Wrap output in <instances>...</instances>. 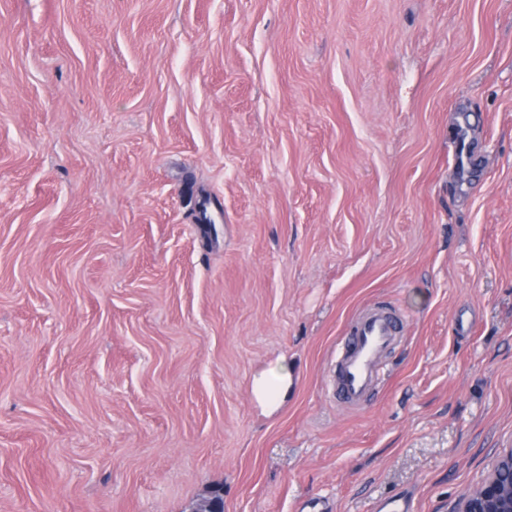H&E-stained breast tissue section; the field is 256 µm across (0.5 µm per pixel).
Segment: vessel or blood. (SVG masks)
<instances>
[{"label": "vessel or blood", "mask_w": 512, "mask_h": 512, "mask_svg": "<svg viewBox=\"0 0 512 512\" xmlns=\"http://www.w3.org/2000/svg\"><path fill=\"white\" fill-rule=\"evenodd\" d=\"M405 329L403 316L387 307L370 306L354 317L336 351L328 382L342 404L364 403L387 368V357Z\"/></svg>", "instance_id": "obj_1"}]
</instances>
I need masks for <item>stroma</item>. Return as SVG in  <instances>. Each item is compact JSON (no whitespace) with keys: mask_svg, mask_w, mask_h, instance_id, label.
I'll list each match as a JSON object with an SVG mask.
<instances>
[{"mask_svg":"<svg viewBox=\"0 0 512 512\" xmlns=\"http://www.w3.org/2000/svg\"><path fill=\"white\" fill-rule=\"evenodd\" d=\"M509 448L512 0H0V512H455ZM404 329V317L383 306L367 307L351 320L336 350L328 382L339 402L356 407L367 400L383 377L387 357L399 344ZM293 381V372L285 359L255 381L257 396L272 406H277L288 394Z\"/></svg>","mask_w":512,"mask_h":512,"instance_id":"obj_1","label":"stroma"}]
</instances>
